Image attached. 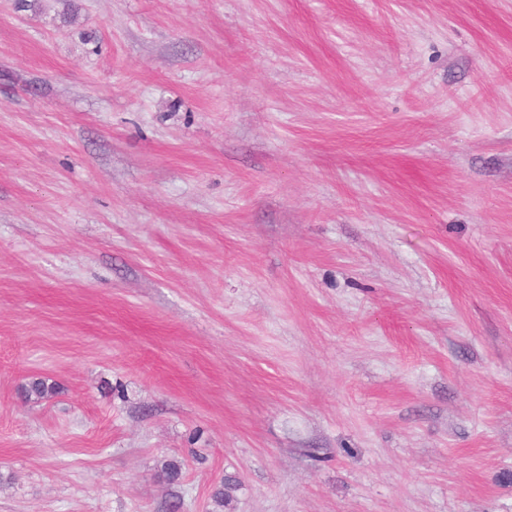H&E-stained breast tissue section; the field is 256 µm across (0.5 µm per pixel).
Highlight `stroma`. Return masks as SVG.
Masks as SVG:
<instances>
[{"mask_svg":"<svg viewBox=\"0 0 512 512\" xmlns=\"http://www.w3.org/2000/svg\"><path fill=\"white\" fill-rule=\"evenodd\" d=\"M0 512H512V0H0ZM58 390V385L55 382H49V380L42 377H35L23 386V396L28 401L38 402L55 395Z\"/></svg>","mask_w":512,"mask_h":512,"instance_id":"1","label":"stroma"}]
</instances>
